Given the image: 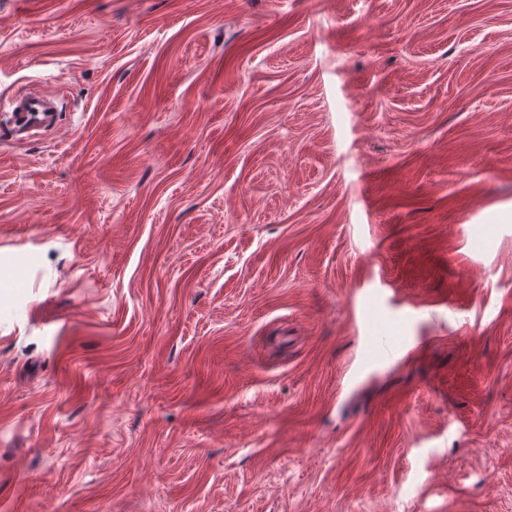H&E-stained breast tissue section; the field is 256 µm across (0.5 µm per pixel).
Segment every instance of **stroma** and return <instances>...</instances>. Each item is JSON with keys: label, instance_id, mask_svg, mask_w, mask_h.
<instances>
[{"label": "stroma", "instance_id": "stroma-1", "mask_svg": "<svg viewBox=\"0 0 512 512\" xmlns=\"http://www.w3.org/2000/svg\"><path fill=\"white\" fill-rule=\"evenodd\" d=\"M21 90L0 512H512V0H0ZM3 104L2 112L9 114V122L18 135L48 127L55 122L58 112L55 99L38 93L19 94ZM5 107L8 110L5 111ZM418 336H370L368 338L371 358H387L412 345Z\"/></svg>", "mask_w": 512, "mask_h": 512}]
</instances>
